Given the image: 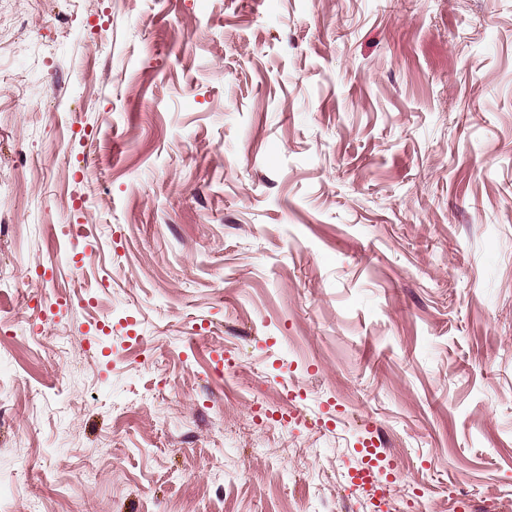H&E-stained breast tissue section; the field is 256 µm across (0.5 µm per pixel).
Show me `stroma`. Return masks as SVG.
<instances>
[{
	"instance_id": "obj_1",
	"label": "stroma",
	"mask_w": 512,
	"mask_h": 512,
	"mask_svg": "<svg viewBox=\"0 0 512 512\" xmlns=\"http://www.w3.org/2000/svg\"><path fill=\"white\" fill-rule=\"evenodd\" d=\"M512 512V0H0V512Z\"/></svg>"
}]
</instances>
